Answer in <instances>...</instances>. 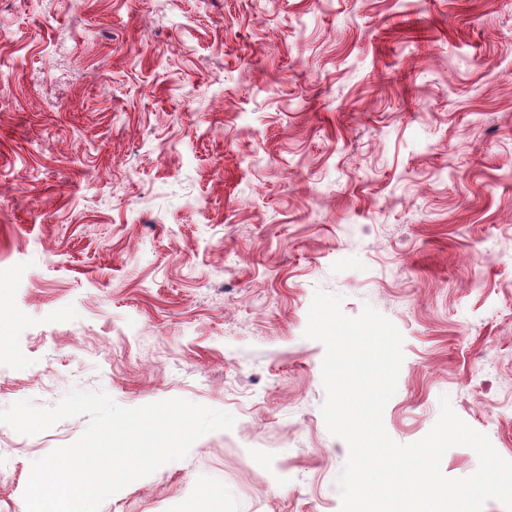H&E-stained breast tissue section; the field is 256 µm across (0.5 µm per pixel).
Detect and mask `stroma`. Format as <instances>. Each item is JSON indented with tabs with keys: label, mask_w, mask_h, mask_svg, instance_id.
<instances>
[{
	"label": "stroma",
	"mask_w": 512,
	"mask_h": 512,
	"mask_svg": "<svg viewBox=\"0 0 512 512\" xmlns=\"http://www.w3.org/2000/svg\"><path fill=\"white\" fill-rule=\"evenodd\" d=\"M512 460V0H0V409L183 398L232 429L100 512H340L316 289ZM87 416L0 424V512Z\"/></svg>",
	"instance_id": "35a3bbf8"
}]
</instances>
